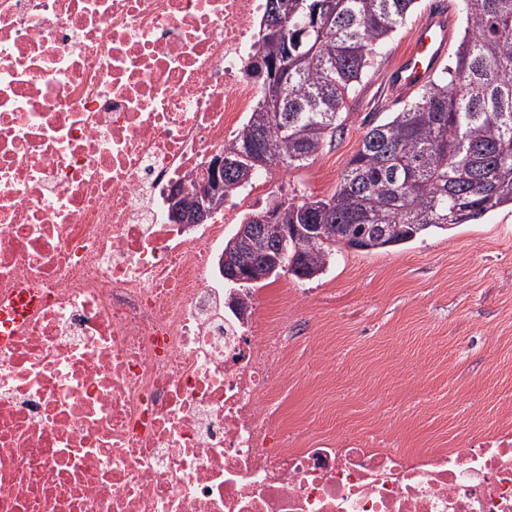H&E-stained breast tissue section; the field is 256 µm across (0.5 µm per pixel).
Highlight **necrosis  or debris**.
<instances>
[{
	"label": "necrosis or debris",
	"mask_w": 512,
	"mask_h": 512,
	"mask_svg": "<svg viewBox=\"0 0 512 512\" xmlns=\"http://www.w3.org/2000/svg\"><path fill=\"white\" fill-rule=\"evenodd\" d=\"M266 0H0V512H512V405L458 448L282 407L309 293L225 298L233 207L167 195L236 137ZM36 305V297L30 292L18 293L10 304L0 311V340L3 342L7 336L11 335V329L14 325H19L24 316L28 315ZM2 323L6 332H2Z\"/></svg>",
	"instance_id": "necrosis-or-debris-1"
}]
</instances>
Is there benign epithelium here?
<instances>
[{"label": "benign epithelium", "mask_w": 512, "mask_h": 512, "mask_svg": "<svg viewBox=\"0 0 512 512\" xmlns=\"http://www.w3.org/2000/svg\"><path fill=\"white\" fill-rule=\"evenodd\" d=\"M208 167L215 173V177L212 179L189 177L193 184L192 194L196 201L193 211H186L182 206V199L185 197L182 187L176 186L170 191L168 198L170 215L177 223L194 224L223 207L224 155L217 154L213 156L208 163ZM219 267L224 279L234 284H241L255 277H262L273 270V266L241 251L234 256L221 255L219 257Z\"/></svg>", "instance_id": "obj_1"}]
</instances>
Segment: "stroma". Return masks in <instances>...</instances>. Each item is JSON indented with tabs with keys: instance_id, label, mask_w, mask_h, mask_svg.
Wrapping results in <instances>:
<instances>
[{
	"instance_id": "1",
	"label": "stroma",
	"mask_w": 512,
	"mask_h": 512,
	"mask_svg": "<svg viewBox=\"0 0 512 512\" xmlns=\"http://www.w3.org/2000/svg\"><path fill=\"white\" fill-rule=\"evenodd\" d=\"M429 0L378 48L374 68L347 101L341 135L309 165L272 168L279 197L333 194L371 118L395 111L387 69L407 48ZM309 288L304 324L292 327L299 376L289 416L317 414L339 433L388 422L397 445L419 448L431 435L463 433L473 415L494 424L512 403V208L472 224L372 253L343 249L325 273H288L263 291ZM328 338L321 344L314 332ZM498 337L487 351L484 337Z\"/></svg>"
}]
</instances>
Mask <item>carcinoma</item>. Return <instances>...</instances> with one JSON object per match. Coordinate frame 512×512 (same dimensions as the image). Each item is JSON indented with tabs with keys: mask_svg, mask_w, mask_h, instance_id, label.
I'll use <instances>...</instances> for the list:
<instances>
[{
	"mask_svg": "<svg viewBox=\"0 0 512 512\" xmlns=\"http://www.w3.org/2000/svg\"><path fill=\"white\" fill-rule=\"evenodd\" d=\"M464 35L454 59L412 101L371 125L329 197L287 200L276 224L248 247L264 259L283 228L288 246L273 274L308 280L343 248L408 244L512 207V0H462ZM278 38L264 33L272 6ZM416 0H267L258 56L278 65L272 97L261 95L224 156L249 165H308L335 139L355 85L376 48Z\"/></svg>",
	"mask_w": 512,
	"mask_h": 512,
	"instance_id": "1",
	"label": "carcinoma"
}]
</instances>
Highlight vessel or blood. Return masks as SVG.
<instances>
[{"mask_svg": "<svg viewBox=\"0 0 512 512\" xmlns=\"http://www.w3.org/2000/svg\"><path fill=\"white\" fill-rule=\"evenodd\" d=\"M456 16L447 7L430 10L417 25L412 39L399 60L387 72V84L398 97L410 95L428 83L439 69L455 30ZM36 305L29 292L18 293L0 309V340L20 324Z\"/></svg>", "mask_w": 512, "mask_h": 512, "instance_id": "obj_1", "label": "vessel or blood"}]
</instances>
